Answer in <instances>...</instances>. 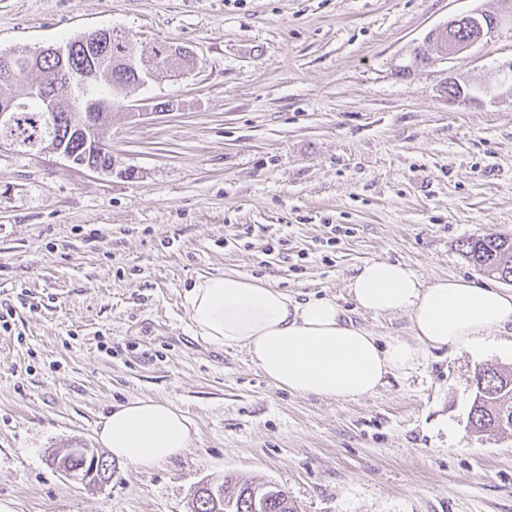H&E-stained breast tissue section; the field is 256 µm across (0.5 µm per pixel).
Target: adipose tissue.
<instances>
[{
  "instance_id": "adipose-tissue-1",
  "label": "adipose tissue",
  "mask_w": 512,
  "mask_h": 512,
  "mask_svg": "<svg viewBox=\"0 0 512 512\" xmlns=\"http://www.w3.org/2000/svg\"><path fill=\"white\" fill-rule=\"evenodd\" d=\"M347 289L356 309L407 315L410 338L380 339L347 318L334 298L299 300L235 273L202 279L187 303L197 336L246 350L276 388L343 401L376 392L420 356L448 347L479 350L512 327V291L456 278L427 284L398 262L362 264ZM195 434L185 413L152 398L116 404L96 431L114 458L142 470L182 456Z\"/></svg>"
}]
</instances>
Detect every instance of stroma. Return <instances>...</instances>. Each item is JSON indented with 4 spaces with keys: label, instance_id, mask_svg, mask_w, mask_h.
I'll return each instance as SVG.
<instances>
[{
    "label": "stroma",
    "instance_id": "1",
    "mask_svg": "<svg viewBox=\"0 0 512 512\" xmlns=\"http://www.w3.org/2000/svg\"><path fill=\"white\" fill-rule=\"evenodd\" d=\"M501 0H0V53L113 27L140 48L189 47L112 111L109 174L0 147V499L16 512H191L233 474L286 489L299 512H512V432L475 434L479 369L500 342L419 358L356 401L275 388L239 348L194 332L203 277L332 296L375 335L401 314L355 309L357 266L401 262L425 282L476 278L468 238H512V21L462 56L409 64L450 18ZM406 74H399V66ZM476 87L454 102L449 81ZM287 240L286 249L268 244ZM166 401L199 434L183 456L103 484L50 462L96 447L113 403Z\"/></svg>",
    "mask_w": 512,
    "mask_h": 512
}]
</instances>
